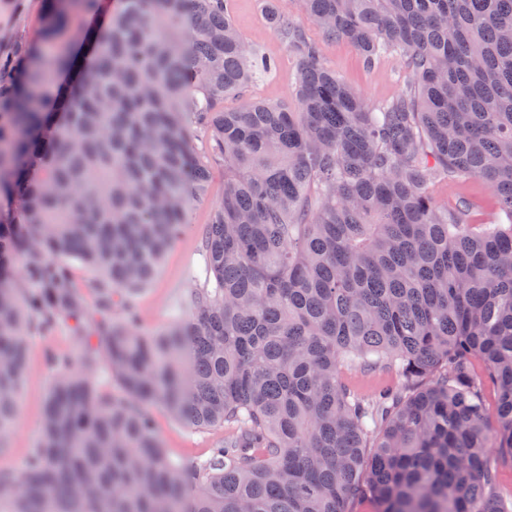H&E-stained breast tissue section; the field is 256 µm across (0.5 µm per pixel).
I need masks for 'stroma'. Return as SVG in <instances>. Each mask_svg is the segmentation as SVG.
<instances>
[{
	"instance_id": "stroma-1",
	"label": "stroma",
	"mask_w": 512,
	"mask_h": 512,
	"mask_svg": "<svg viewBox=\"0 0 512 512\" xmlns=\"http://www.w3.org/2000/svg\"><path fill=\"white\" fill-rule=\"evenodd\" d=\"M266 0H229V12L240 33L275 62L272 71L258 74L252 91L267 100H289L297 77L298 56L287 49L280 35L265 16ZM45 0H0V45H35L39 42ZM321 57L337 76L356 89L371 105L393 99L408 79L403 59L396 54L367 64L362 54L341 40H320ZM205 197L189 198L183 232L166 251L152 280L137 296L138 327L155 331L187 319L195 304L198 288L204 281L205 259L201 240L212 211L224 195V165L212 163ZM434 203L455 209L461 201L471 205L474 221H498L496 198L481 180H439L431 187ZM77 354L69 328L50 333H35L29 338V353L17 415L12 427L0 434V472L20 473L39 441L44 398L53 376V358ZM157 436L173 458L188 472H195L209 448L221 443L224 429L200 430L173 418L159 404L150 405Z\"/></svg>"
}]
</instances>
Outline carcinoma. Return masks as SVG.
Masks as SVG:
<instances>
[{"label": "carcinoma", "mask_w": 512, "mask_h": 512, "mask_svg": "<svg viewBox=\"0 0 512 512\" xmlns=\"http://www.w3.org/2000/svg\"><path fill=\"white\" fill-rule=\"evenodd\" d=\"M226 2L123 0L80 64L56 38L96 0H49L51 60L35 47L0 57V197L26 200L0 219L1 433L27 336L71 326L83 347L80 365L55 361L41 443L21 476L0 475V500L9 512H346L363 499L373 512H512L499 491L512 463V0H301L322 38L367 63L403 53L409 80L377 108L272 3L301 58L291 102L225 107L272 70ZM191 95L199 155L184 133ZM212 161L224 200L192 320L154 334L113 324V306L134 313ZM448 177L484 181L504 220L475 224L466 201L438 209L430 187ZM68 257L91 273L85 294ZM344 367L393 369L401 384L362 396ZM154 403L230 428L194 491L151 427Z\"/></svg>", "instance_id": "cac0c4a2"}]
</instances>
